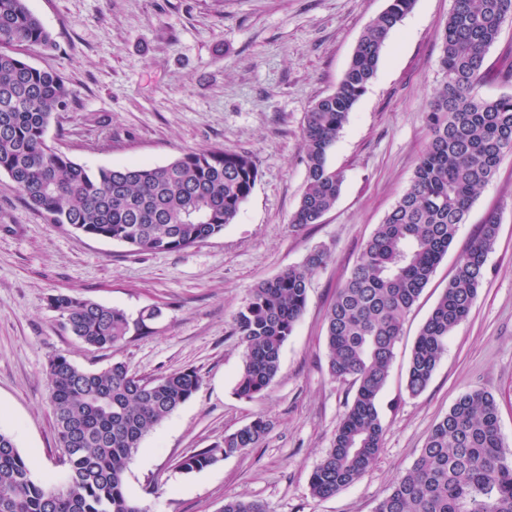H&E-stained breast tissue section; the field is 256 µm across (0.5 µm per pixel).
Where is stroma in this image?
Returning a JSON list of instances; mask_svg holds the SVG:
<instances>
[{
	"label": "stroma",
	"mask_w": 512,
	"mask_h": 512,
	"mask_svg": "<svg viewBox=\"0 0 512 512\" xmlns=\"http://www.w3.org/2000/svg\"><path fill=\"white\" fill-rule=\"evenodd\" d=\"M452 0H416L388 37L374 79L352 109L327 164L341 194L320 223L290 220L306 187L304 116L331 93L368 23L388 0H28L55 40L26 60L54 70L70 89L51 121L50 146L90 169L163 165L188 151L253 155L258 178L233 224L171 252H133L50 223L0 174V430L10 433L36 481L65 471L49 400L56 354L100 370L125 362L151 379L192 368L199 391L142 440L123 476L146 512H222L244 497L268 512H375L382 493L412 466L435 425L464 392L498 404L512 450V155L470 208L447 255L408 313L379 396V458L327 499L309 478L331 446L351 399L326 356V313L366 241L408 187L430 131L424 116L441 79L440 26ZM484 97L512 95V24L487 53ZM500 229L468 319L450 336L426 390L411 395L415 338L469 241L489 216ZM316 248L326 263L310 277L307 305L261 397L236 395L243 346L233 317L259 282L302 264ZM68 294L155 311L150 332L115 347H90L48 306ZM270 422L258 447L185 473L191 452L222 444L256 417Z\"/></svg>",
	"instance_id": "obj_1"
}]
</instances>
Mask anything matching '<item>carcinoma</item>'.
<instances>
[{
  "mask_svg": "<svg viewBox=\"0 0 512 512\" xmlns=\"http://www.w3.org/2000/svg\"><path fill=\"white\" fill-rule=\"evenodd\" d=\"M414 4L389 0L358 39L336 88L305 113L306 189L293 226L317 224L335 205L343 175L328 168V152L374 78L388 36ZM509 20L512 0H453L441 29L442 78L426 115L428 146L326 315L329 372L350 381L354 395L310 476L315 498L356 483L377 459L384 434L378 398L404 318L502 158L512 154V95L487 99L478 91L487 53ZM34 46L51 50L55 43L27 0H0V174L32 209L52 224L140 252L181 250L234 222L258 175L247 152L188 151L164 165L92 172L49 146L47 128L68 109L71 92L57 74L23 57L21 48ZM498 232L494 218L481 225L420 328L408 367L411 395L425 390L448 337L467 319ZM326 259L323 250H313L302 265L258 283L235 313L234 333L244 346L238 396H261L276 379L282 347L306 306L308 276ZM48 305L73 336L98 349L142 333L155 315L134 319L120 308L65 294L49 297ZM201 384L192 368L145 381L123 362L88 371L54 356L50 403L66 474L58 482H34L13 437L0 431V512H144L125 493L127 463L143 437ZM269 429L258 417L224 436L223 444L184 456L178 468L190 473L241 454ZM224 512L266 508L234 498L224 502ZM376 512H512V451L505 449L494 397L481 390L459 396Z\"/></svg>",
  "mask_w": 512,
  "mask_h": 512,
  "instance_id": "cac0c4a2",
  "label": "carcinoma"
}]
</instances>
